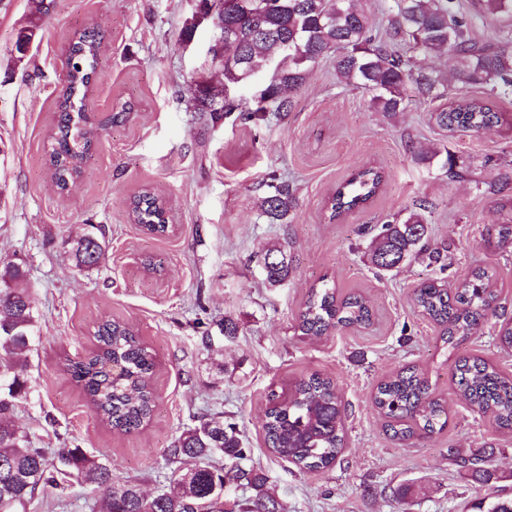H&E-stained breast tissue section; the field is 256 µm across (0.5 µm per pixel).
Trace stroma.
Segmentation results:
<instances>
[{"label":"stroma","instance_id":"obj_1","mask_svg":"<svg viewBox=\"0 0 512 512\" xmlns=\"http://www.w3.org/2000/svg\"><path fill=\"white\" fill-rule=\"evenodd\" d=\"M44 2L49 12L21 72L11 70L9 51L33 3L0 0V259L25 270L18 286L39 319L16 426L47 455L83 449L111 467L114 481L139 483L152 495L170 487L176 465L168 448L201 416L220 413L240 430L250 465L288 512H468L485 494L512 497V435L462 404L453 377L466 356L512 377V353L497 343L512 320V245L497 244L493 232L512 218V96L471 90L502 121L450 134L416 99L393 115L376 111L366 92L339 84L328 57L293 94L290 111L256 121L234 112L208 126L191 81L208 65L212 32L203 27L181 41L190 0ZM84 29L102 37L89 106L99 135L83 175L62 191L49 162L50 134L64 53ZM123 103L130 112L113 122ZM414 145L438 155L418 163ZM366 167L384 174L377 195L330 220L329 197ZM282 182L295 204L285 222H272L260 205ZM146 187L169 202L174 231L155 236L132 223L127 204ZM422 203L437 258L379 271L372 237ZM94 225L105 234L103 251L81 271L71 244ZM282 242L291 272L274 287L262 249ZM478 266L492 276V311L476 335L446 342L417 308L415 290L429 280L456 288ZM325 285L362 295L373 324L299 336L309 293ZM106 317L130 324L156 359L153 416L131 434L98 421L66 368L89 350ZM227 320L236 333L224 338ZM206 335L221 344L206 347ZM412 366L443 400L446 424L399 440L374 395L380 381ZM313 373L339 389L346 441L336 465L303 471L269 452L263 424L272 396ZM453 448L484 451L485 472L460 470ZM102 509L99 492L69 477L39 490L27 512Z\"/></svg>","mask_w":512,"mask_h":512}]
</instances>
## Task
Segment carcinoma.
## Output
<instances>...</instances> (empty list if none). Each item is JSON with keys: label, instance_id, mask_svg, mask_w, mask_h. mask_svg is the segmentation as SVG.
Here are the masks:
<instances>
[{"label": "carcinoma", "instance_id": "obj_1", "mask_svg": "<svg viewBox=\"0 0 512 512\" xmlns=\"http://www.w3.org/2000/svg\"><path fill=\"white\" fill-rule=\"evenodd\" d=\"M453 0H394L389 38L407 44L410 55H395L375 40L364 0H231L224 7V25L232 35L224 40L221 87L206 76L194 80L199 111L219 121L230 112L250 119L258 112H288L287 91L299 90L315 65L334 55L340 84L370 94L382 112H402L411 98L438 103L433 111L437 127L448 133L497 126L501 116L481 99L448 100L450 88L477 87L496 95H512V46L500 40L479 43L469 34L466 19L458 16ZM479 12L497 20L512 21V0H477ZM43 0H37L27 25L16 34L10 66L27 70L28 51L42 27ZM101 49V38L74 33L67 60L68 84L58 101L55 147L50 161L62 190L81 176L98 135L90 122L87 98ZM453 59L452 70L430 64L441 57ZM267 75L262 93L251 99L231 97L234 90ZM383 173L375 168L354 172L329 200L330 218L364 207L377 194ZM288 185L274 187L262 201L270 221H283L293 207ZM411 211L399 224L385 225L371 250L372 263L394 270L422 250L428 228L422 214ZM131 220L153 235L168 232L162 200L148 189L129 203ZM102 252L99 238L88 233L76 240L72 254L77 266H94ZM267 280L283 283L291 263L286 246H271L262 253ZM26 275L13 262L0 261V512H26L36 492L55 483L62 469L96 486L106 503L105 512H224L225 484L241 483L255 491L245 512H287L269 492L264 474L243 464L247 449L236 429L224 426L221 417L204 419L184 431L169 457L188 466L173 472V488L152 497L137 484L112 481V469L102 459L81 448H60L59 466L48 462L43 449L33 446L18 430L14 414L18 401L28 393L27 358L38 316L31 296L12 288ZM491 276L474 270L454 292L433 282L417 290L415 301L424 315L444 327L448 337L470 336L490 309ZM371 320L366 303L356 297L337 300L334 289L315 288L300 314L298 328L304 336L319 337L339 325H365ZM93 348L68 361L72 378L102 423L113 430L133 433L153 414L152 378L155 360L151 351L125 322L107 319L94 331ZM457 389L472 411L490 416L497 427L512 431V381L505 380L487 363L464 358L456 365ZM375 404L391 423L394 436L414 434L411 423L420 420L431 430L444 408L431 397L428 378L416 368L402 370L381 382ZM265 442L277 457L303 470L324 469L336 462L344 448V411L332 379L313 374L300 379L291 394L275 402L265 414ZM453 461L464 470L488 463L480 451L456 448ZM236 460L229 469L216 468V456ZM476 512H512V499L484 498L473 505Z\"/></svg>", "mask_w": 512, "mask_h": 512}]
</instances>
